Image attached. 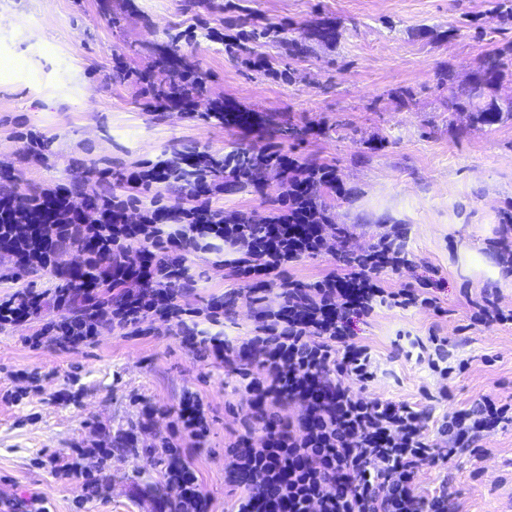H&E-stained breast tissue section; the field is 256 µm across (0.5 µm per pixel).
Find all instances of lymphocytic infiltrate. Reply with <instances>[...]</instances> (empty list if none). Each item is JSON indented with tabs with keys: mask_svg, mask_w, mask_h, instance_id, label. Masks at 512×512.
<instances>
[{
	"mask_svg": "<svg viewBox=\"0 0 512 512\" xmlns=\"http://www.w3.org/2000/svg\"><path fill=\"white\" fill-rule=\"evenodd\" d=\"M181 79L186 94L151 95L157 110L227 121L221 101L200 109L194 68H185ZM259 162L293 174L278 208L259 221L218 206L223 188L216 173L223 163L208 152L198 155L191 174L173 157L143 160L123 188L79 198L67 186L21 195L0 182V283L16 285L0 298V330L39 316L46 299L57 315L27 337L31 348L50 343L71 351L107 330L119 336L162 331L191 351L237 366L252 397L248 419L262 424L265 437L258 446L239 438L224 451V479L243 489L230 512H448L447 491L418 493L421 467L462 453L481 457L491 429L512 420V403L481 396L470 409L442 416L430 437L424 425L430 408L354 394L353 386H367L379 370L371 349L355 340L357 322L382 307L437 309L441 285L424 278L414 286L383 287L381 274L409 263L404 241L388 233L368 249L344 250L340 267L315 281L288 277L289 267L332 252V240L346 238L310 202L312 190L335 187L336 172L273 147ZM161 183L178 184L180 198L167 204L151 196ZM65 253L78 254L86 287L58 286L46 297L18 287L20 273L55 265ZM201 253L215 255L217 265L242 282L278 281V305L257 307L250 335L224 338L221 301L203 308L178 303L189 290L187 263ZM408 352L440 378L453 371L447 338L411 340ZM288 403L300 406L297 420L274 413V406ZM169 414L158 452L175 492L171 512H208L190 455L177 443L181 436L205 440L206 405L188 392ZM88 453L110 461L113 444L104 437L91 449H76L62 470L82 475L92 499L107 484L104 474L82 471L79 459Z\"/></svg>",
	"mask_w": 512,
	"mask_h": 512,
	"instance_id": "obj_1",
	"label": "lymphocytic infiltrate"
}]
</instances>
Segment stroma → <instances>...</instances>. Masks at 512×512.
<instances>
[{
	"instance_id": "1",
	"label": "stroma",
	"mask_w": 512,
	"mask_h": 512,
	"mask_svg": "<svg viewBox=\"0 0 512 512\" xmlns=\"http://www.w3.org/2000/svg\"><path fill=\"white\" fill-rule=\"evenodd\" d=\"M498 0H0V176L19 193L75 183L104 168L120 182L143 159L260 151L274 145L302 162L334 168L321 188L332 223L349 238L334 252L288 268L307 283L336 268L344 248L364 249L386 230L403 237L409 264L385 275L401 288L437 273L440 312L381 309L357 324V340L376 354L382 375L365 396L409 404L447 388L436 415L469 407L485 394L512 400V323L471 324L472 299L496 291L512 309V278L502 275L497 242L512 221V116L487 125L451 106L450 88L478 76L488 53L512 49V19ZM255 26L285 25L309 54H285L263 39L231 53L228 43ZM338 36L319 39L325 26ZM223 40L210 38V31ZM178 42L179 66L203 82L200 108L222 100L251 114L249 123L215 125L150 107L130 74L154 72ZM128 75H120L114 58ZM25 126L46 142L45 163L24 157L14 133ZM225 209L262 217L288 184L279 171L244 187L224 174ZM192 293L184 306L216 296L232 300L224 334L253 327L241 283L203 254L189 262ZM45 307L41 318L52 317ZM41 318L0 332V512H169L174 493L149 450L168 435L164 420L138 422L142 402L176 406L184 392L208 406L202 446L182 439L210 496V512H229L238 488L224 482V450L243 431L249 403L223 364L182 347L175 336L106 332L76 351L25 342ZM445 337L464 371L440 380L404 354L407 336ZM130 436L115 453L105 497L84 501L83 480L64 474L71 449L100 432ZM447 489L451 512H512V424L491 430L481 461L463 454L423 466L418 491Z\"/></svg>"
}]
</instances>
